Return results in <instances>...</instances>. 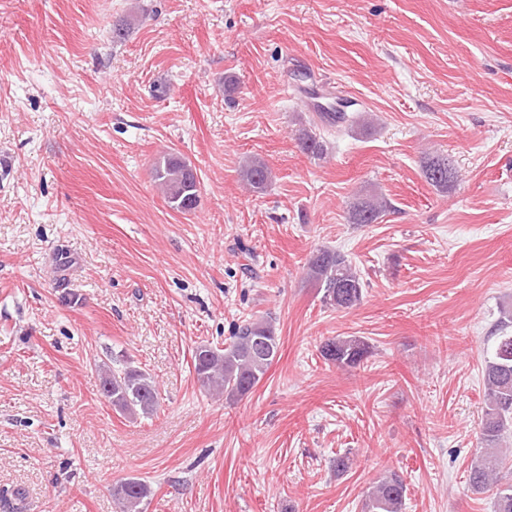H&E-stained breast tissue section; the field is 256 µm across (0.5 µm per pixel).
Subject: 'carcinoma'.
<instances>
[{
	"label": "carcinoma",
	"instance_id": "1",
	"mask_svg": "<svg viewBox=\"0 0 512 512\" xmlns=\"http://www.w3.org/2000/svg\"><path fill=\"white\" fill-rule=\"evenodd\" d=\"M299 149L314 157L324 153L323 141L309 128L298 131ZM426 181L446 188L453 178L448 158L437 156L423 166ZM243 177L254 189H264L268 168L253 158L245 165ZM153 178L164 190L167 205L178 212L195 210L200 201V181L191 165L168 154L154 166ZM388 203L377 195L357 199L348 218L352 224H372ZM308 278L322 292L321 300L336 309L361 304L365 284L344 253L327 247L316 249L307 262ZM493 350L485 359V406L483 409L479 455L469 472V488L474 494L493 492L496 512H512V478H505L507 453L502 451L503 435L512 429V310H503L495 329ZM279 336L266 319H249L238 325L230 342L222 349L201 345L194 351L197 381L208 390L222 392L229 400L242 397L265 376L279 351ZM371 353V346L357 336L336 337L321 344L324 360L339 368H354ZM100 394L120 412L130 417H151L159 407L158 390L151 377L136 368L114 370L101 378ZM407 487L395 472H385L367 493L364 512H403ZM146 484L127 479L114 488L120 512H142L148 496Z\"/></svg>",
	"mask_w": 512,
	"mask_h": 512
}]
</instances>
